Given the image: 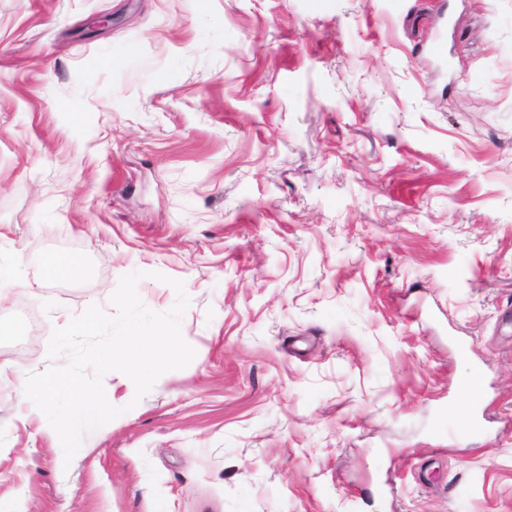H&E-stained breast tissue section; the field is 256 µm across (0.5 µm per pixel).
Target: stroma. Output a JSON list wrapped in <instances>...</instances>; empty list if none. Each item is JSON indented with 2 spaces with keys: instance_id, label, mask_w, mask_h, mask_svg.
I'll return each instance as SVG.
<instances>
[{
  "instance_id": "obj_1",
  "label": "stroma",
  "mask_w": 512,
  "mask_h": 512,
  "mask_svg": "<svg viewBox=\"0 0 512 512\" xmlns=\"http://www.w3.org/2000/svg\"><path fill=\"white\" fill-rule=\"evenodd\" d=\"M0 257V512H512V0H0ZM137 271L196 356L65 460Z\"/></svg>"
}]
</instances>
